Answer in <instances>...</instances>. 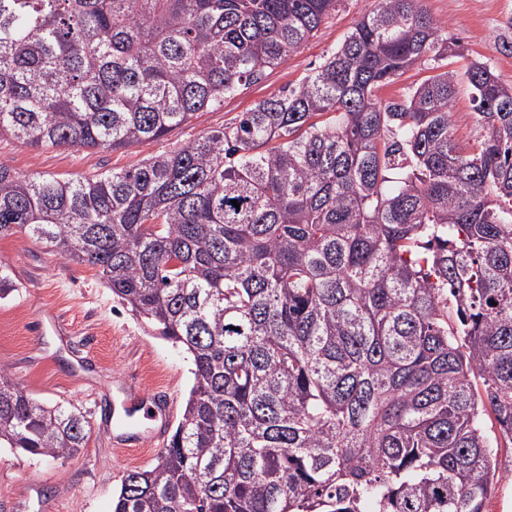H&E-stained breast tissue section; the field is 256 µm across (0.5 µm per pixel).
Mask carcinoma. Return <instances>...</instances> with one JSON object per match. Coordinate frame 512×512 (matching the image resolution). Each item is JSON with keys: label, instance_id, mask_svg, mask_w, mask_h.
<instances>
[{"label": "carcinoma", "instance_id": "obj_1", "mask_svg": "<svg viewBox=\"0 0 512 512\" xmlns=\"http://www.w3.org/2000/svg\"><path fill=\"white\" fill-rule=\"evenodd\" d=\"M337 2L0 0V137L159 141ZM454 54L424 0H380L232 126L90 176L0 164V238L98 269L192 357L177 426L112 512H485L512 447V84L468 64L470 148L455 72L379 95ZM89 433L0 367V448L55 459ZM454 135L465 147L472 146L480 136L481 127L477 124L473 112L470 90L466 82L461 79L457 87L454 102Z\"/></svg>", "mask_w": 512, "mask_h": 512}]
</instances>
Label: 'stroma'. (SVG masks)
<instances>
[{
  "label": "stroma",
  "instance_id": "obj_1",
  "mask_svg": "<svg viewBox=\"0 0 512 512\" xmlns=\"http://www.w3.org/2000/svg\"><path fill=\"white\" fill-rule=\"evenodd\" d=\"M379 0H339L314 35L257 83L201 112L164 139L116 152L88 148H35L0 138V164L22 175L64 178L121 169L170 151L215 129L233 125L261 100L296 86L337 48ZM444 33L461 46L450 68L464 72L474 59L490 62L512 84V0H425ZM0 274L15 289L0 299V367L37 402L74 404L87 412L91 431L76 455L53 459L0 448V512H112L123 475L148 467L156 446L112 445L114 400L125 377L147 395L172 392L185 400L193 383L191 358L153 335L101 280L96 268L49 253L18 233L0 239ZM62 319L57 332L54 319Z\"/></svg>",
  "mask_w": 512,
  "mask_h": 512
}]
</instances>
